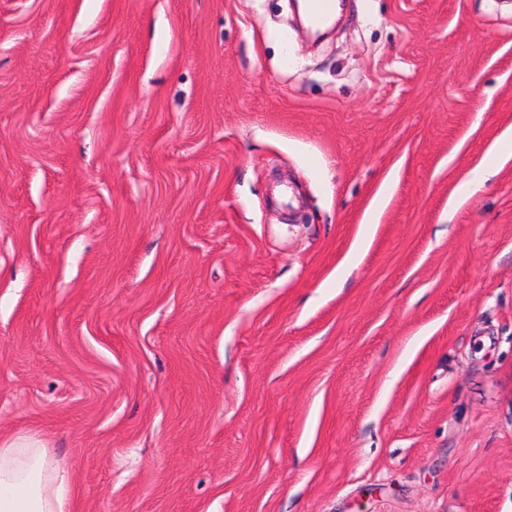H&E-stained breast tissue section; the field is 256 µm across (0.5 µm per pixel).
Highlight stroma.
Here are the masks:
<instances>
[{
	"instance_id": "1",
	"label": "stroma",
	"mask_w": 512,
	"mask_h": 512,
	"mask_svg": "<svg viewBox=\"0 0 512 512\" xmlns=\"http://www.w3.org/2000/svg\"><path fill=\"white\" fill-rule=\"evenodd\" d=\"M510 132L504 0H0V433L72 512H512Z\"/></svg>"
}]
</instances>
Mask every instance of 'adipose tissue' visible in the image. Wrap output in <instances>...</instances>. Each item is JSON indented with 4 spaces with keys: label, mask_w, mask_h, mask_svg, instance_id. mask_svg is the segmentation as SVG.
I'll return each instance as SVG.
<instances>
[{
    "label": "adipose tissue",
    "mask_w": 512,
    "mask_h": 512,
    "mask_svg": "<svg viewBox=\"0 0 512 512\" xmlns=\"http://www.w3.org/2000/svg\"><path fill=\"white\" fill-rule=\"evenodd\" d=\"M68 477L33 435L0 438V512H64Z\"/></svg>",
    "instance_id": "1"
}]
</instances>
